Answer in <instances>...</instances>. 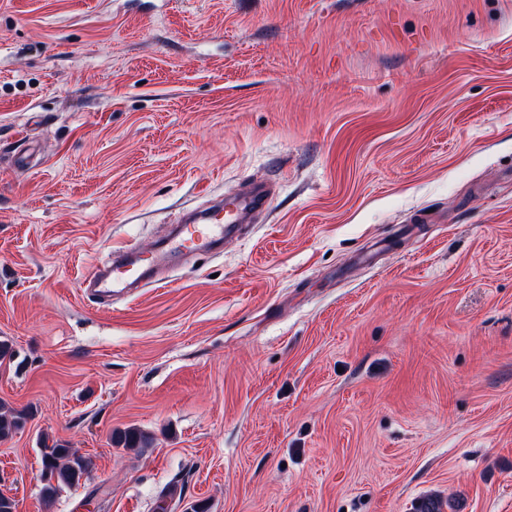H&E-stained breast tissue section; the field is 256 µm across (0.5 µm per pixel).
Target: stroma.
Returning <instances> with one entry per match:
<instances>
[{
  "instance_id": "stroma-1",
  "label": "stroma",
  "mask_w": 512,
  "mask_h": 512,
  "mask_svg": "<svg viewBox=\"0 0 512 512\" xmlns=\"http://www.w3.org/2000/svg\"><path fill=\"white\" fill-rule=\"evenodd\" d=\"M0 340L16 512H512V0H0ZM269 194L270 187L258 183L239 197H226L213 210L193 217L192 225H184L174 241L173 249L180 252L200 251L221 242L236 224L245 222L263 207ZM144 273L145 271L142 269L139 259L136 262H126L121 258L120 260L113 261L111 275L105 276L100 269L94 268L84 278V281L89 285L104 283L102 286L104 293L112 295V293L122 292L128 285L139 282L143 278ZM43 442L42 496L45 500H51L64 488L78 484L88 475L90 461L66 444L52 441L49 445L46 439Z\"/></svg>"
}]
</instances>
